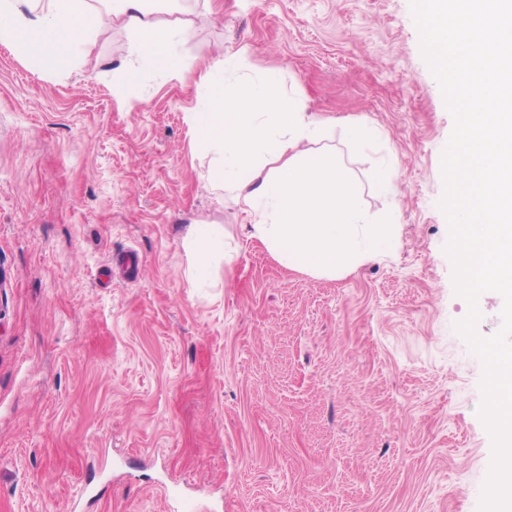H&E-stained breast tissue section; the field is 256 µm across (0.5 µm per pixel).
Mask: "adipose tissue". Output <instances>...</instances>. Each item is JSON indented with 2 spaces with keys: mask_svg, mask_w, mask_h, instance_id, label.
<instances>
[{
  "mask_svg": "<svg viewBox=\"0 0 512 512\" xmlns=\"http://www.w3.org/2000/svg\"><path fill=\"white\" fill-rule=\"evenodd\" d=\"M149 0H0V43L34 72L60 75L87 62L92 44L114 26L130 34L114 70L113 93L155 75L183 76L181 52L190 27L159 24ZM199 100L188 114L198 147L213 161L215 190L243 201L249 235L284 266L333 276L380 257L395 244L392 219L375 222L362 191L327 143L325 122L311 119L270 75L242 71L237 57L214 58L200 76Z\"/></svg>",
  "mask_w": 512,
  "mask_h": 512,
  "instance_id": "obj_1",
  "label": "adipose tissue"
}]
</instances>
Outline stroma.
<instances>
[{"mask_svg":"<svg viewBox=\"0 0 512 512\" xmlns=\"http://www.w3.org/2000/svg\"><path fill=\"white\" fill-rule=\"evenodd\" d=\"M194 25L187 79L127 102L101 33L68 76L0 45V512H479L493 439L484 366L445 251L453 128L409 0H158ZM275 72L364 187L395 251L333 277L281 265L214 192L186 114L218 54ZM383 137L366 152L352 121ZM395 191L371 187L379 162ZM192 224L224 230L213 287L186 275ZM135 249L139 277L99 272Z\"/></svg>","mask_w":512,"mask_h":512,"instance_id":"obj_1","label":"stroma"}]
</instances>
